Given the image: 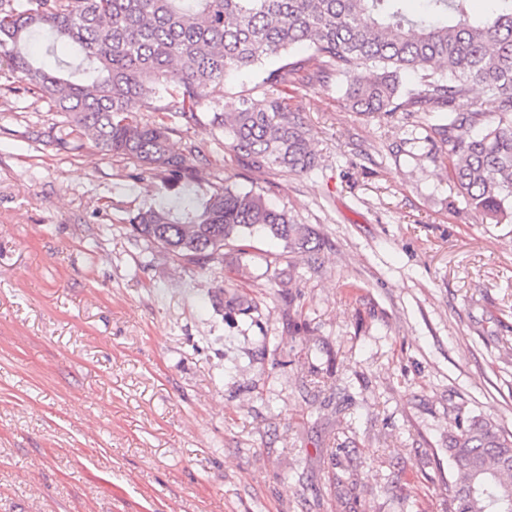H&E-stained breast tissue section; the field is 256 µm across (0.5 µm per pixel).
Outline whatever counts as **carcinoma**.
I'll use <instances>...</instances> for the list:
<instances>
[{"instance_id": "carcinoma-1", "label": "carcinoma", "mask_w": 512, "mask_h": 512, "mask_svg": "<svg viewBox=\"0 0 512 512\" xmlns=\"http://www.w3.org/2000/svg\"><path fill=\"white\" fill-rule=\"evenodd\" d=\"M0 0V89L25 92L65 115L61 142L77 134L94 147L169 183L192 182L195 151L173 141L162 112L188 123L196 107L232 69L248 68L307 43L322 73L334 66L358 112H437L451 173L466 204L492 224H512V0H492L484 17L469 0ZM36 32L73 44L82 67L62 76L26 53ZM287 63L264 82L288 90ZM372 74L366 76L364 71ZM416 76L406 87L401 73ZM480 86L498 112L457 110ZM209 124L229 131L232 151L257 168L290 172L314 166L308 130L287 98L248 95L235 112H213ZM133 230L175 257L204 266L224 247L255 234L289 252L313 255L319 235L295 224L262 195L234 183L213 184L205 197L140 209ZM453 482L448 512H512V435L470 417L448 435Z\"/></svg>"}]
</instances>
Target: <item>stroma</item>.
<instances>
[{"instance_id":"1","label":"stroma","mask_w":512,"mask_h":512,"mask_svg":"<svg viewBox=\"0 0 512 512\" xmlns=\"http://www.w3.org/2000/svg\"><path fill=\"white\" fill-rule=\"evenodd\" d=\"M309 54L168 118L196 147L185 185L61 144L62 114L0 91V512H446L458 418L512 432V224L469 209L436 113L362 115L344 76L294 80L303 172L207 124ZM227 175L315 229L316 260L255 235L201 267L127 222Z\"/></svg>"}]
</instances>
